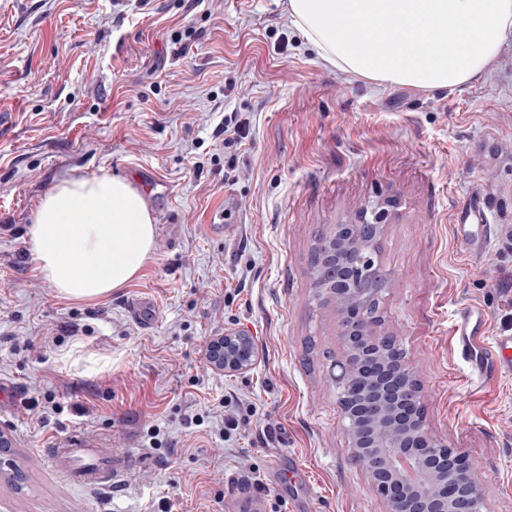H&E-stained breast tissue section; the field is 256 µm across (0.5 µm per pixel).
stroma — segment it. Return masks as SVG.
<instances>
[{"label":"stroma","mask_w":512,"mask_h":512,"mask_svg":"<svg viewBox=\"0 0 512 512\" xmlns=\"http://www.w3.org/2000/svg\"><path fill=\"white\" fill-rule=\"evenodd\" d=\"M228 112L250 129L233 152L215 136ZM142 168L170 198L147 193L140 277L94 304L58 297L25 243L39 199ZM474 197L497 226L480 261L452 228ZM367 214L383 226L380 330L415 365L431 431L478 466L484 512H512V378L481 381L452 338L467 304L512 331V36L449 92L331 65L288 0H0V379L20 392L0 408V512H301L276 457L305 470L313 512H386L348 448L339 316L310 268L331 225ZM219 216L237 236L205 233ZM138 297L156 303L145 326ZM228 330L253 338V370L209 365ZM77 431L131 455L113 491L48 458Z\"/></svg>","instance_id":"stroma-1"}]
</instances>
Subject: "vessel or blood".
Returning <instances> with one entry per match:
<instances>
[{
  "instance_id": "vessel-or-blood-1",
  "label": "vessel or blood",
  "mask_w": 512,
  "mask_h": 512,
  "mask_svg": "<svg viewBox=\"0 0 512 512\" xmlns=\"http://www.w3.org/2000/svg\"><path fill=\"white\" fill-rule=\"evenodd\" d=\"M453 229L476 258L484 255L494 231L488 210L476 202L456 210ZM453 334L461 357L477 377H512V334H490L487 316L480 306L469 304L460 308ZM52 459L72 481L92 488L121 483L130 462L128 455L97 447L81 433L71 435L64 446L53 449Z\"/></svg>"
}]
</instances>
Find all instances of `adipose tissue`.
Segmentation results:
<instances>
[{
  "label": "adipose tissue",
  "mask_w": 512,
  "mask_h": 512,
  "mask_svg": "<svg viewBox=\"0 0 512 512\" xmlns=\"http://www.w3.org/2000/svg\"><path fill=\"white\" fill-rule=\"evenodd\" d=\"M320 56L380 82L448 89L495 66L512 35V0H288ZM379 51L361 48L367 37ZM146 194L108 174L56 183L39 201L26 244L59 296L95 302L138 277L154 249Z\"/></svg>",
  "instance_id": "adipose-tissue-1"
}]
</instances>
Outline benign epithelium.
Masks as SVG:
<instances>
[{"mask_svg":"<svg viewBox=\"0 0 512 512\" xmlns=\"http://www.w3.org/2000/svg\"><path fill=\"white\" fill-rule=\"evenodd\" d=\"M363 250L360 265L353 247ZM322 288L340 317L344 355L331 377L353 459L368 474L387 512H483L471 458L431 432L417 372L398 338L380 335L384 288L376 285L373 247L346 240L328 245ZM210 362L247 372L258 355L251 337L226 332L211 342Z\"/></svg>","mask_w":512,"mask_h":512,"instance_id":"1","label":"benign epithelium"}]
</instances>
